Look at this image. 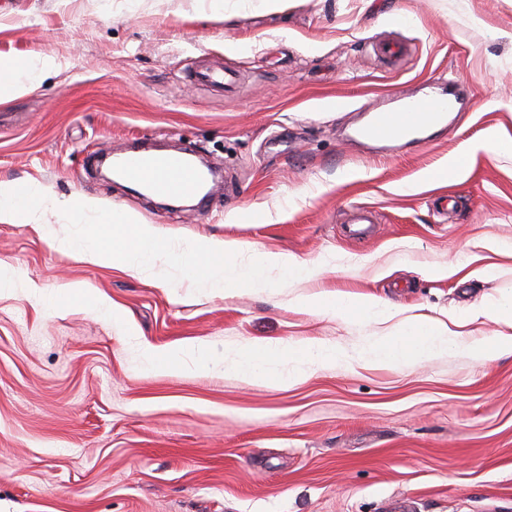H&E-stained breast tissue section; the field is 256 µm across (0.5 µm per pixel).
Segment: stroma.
Wrapping results in <instances>:
<instances>
[{
	"instance_id": "obj_1",
	"label": "stroma",
	"mask_w": 512,
	"mask_h": 512,
	"mask_svg": "<svg viewBox=\"0 0 512 512\" xmlns=\"http://www.w3.org/2000/svg\"><path fill=\"white\" fill-rule=\"evenodd\" d=\"M406 44L398 67L376 47ZM62 63L0 100V181L121 209L173 238L237 239L337 271L280 291L160 288L57 250L0 221V512H512V355L457 352L411 369L357 364L292 384H245L223 367H140L138 339L201 338L217 359L253 339L345 348L363 329L302 313L299 293L350 292L409 315L463 317L474 340L500 324L467 312L512 290V153L478 151L466 174L404 195L489 128L512 133V0H0V55ZM240 76L220 94L199 65ZM455 80L465 112L424 143L384 154L352 140L394 89ZM147 140L221 168L199 206L166 209L101 177L94 161ZM287 207L278 224L258 215ZM375 214L349 232L352 208ZM489 279L432 270L458 254ZM85 288L117 310L54 308Z\"/></svg>"
}]
</instances>
